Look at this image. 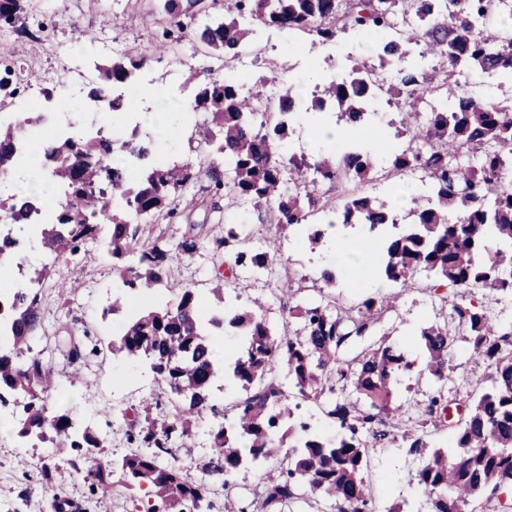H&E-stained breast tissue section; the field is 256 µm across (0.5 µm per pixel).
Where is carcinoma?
<instances>
[{"label":"carcinoma","mask_w":512,"mask_h":512,"mask_svg":"<svg viewBox=\"0 0 512 512\" xmlns=\"http://www.w3.org/2000/svg\"><path fill=\"white\" fill-rule=\"evenodd\" d=\"M23 2L0 0L1 27H15ZM164 11L161 51L183 41L188 14L183 0H165ZM227 12L224 22L196 34L219 60L236 58L249 41L248 20L325 40L350 30L371 37L372 63L357 64L316 85L312 109L322 112L330 105L345 123L365 126L371 120L367 100L374 95L370 75L393 73L397 83L387 92L403 99L396 137L409 140L394 151L391 170L424 172L431 191L414 199L403 226L386 202L360 192L331 202L317 192L319 184L370 181L376 169L371 153L360 144L351 150L345 142L335 157L321 156L305 168L291 158L283 162L292 103H282L272 120H261L256 107L267 98V82L243 96L235 80L210 69L193 110L208 114L200 143H216L224 154V167L210 164L202 170L215 189L249 204L264 223L281 229L301 226L313 213L360 224L370 233L392 227L395 232L382 239V272L402 286L422 271L456 288L512 295V188L505 187L512 178V98H477L456 79L464 67L512 78V34L493 25L494 15H512V0H231ZM422 43L424 52L442 65L441 82L427 88L420 87L418 74L407 66L411 50ZM146 64L132 49L113 57L99 67L100 83L90 90V99L106 105L112 120L123 118L126 91ZM427 94L453 96L452 108L420 111ZM36 124L30 119L0 123V172L17 168L23 152L20 133ZM44 154L52 178L47 186H63L64 197L19 206L17 190L0 187V217L13 225V234L0 237V257L18 239L36 240L56 255H75L107 229L108 252L122 263L123 286L141 299L113 349L130 361L149 362L170 408L157 416L150 405L122 411L130 451L107 460L96 452L102 439L90 427L79 426L70 410L51 404L56 371L51 359L32 353L31 339L37 336L55 346L76 379L82 364L100 350L90 337L62 336L45 321L39 293L32 288L45 278L41 269L9 288V297L0 296V325L8 329L7 340L0 343V416L13 425L15 436L87 449L81 462L67 464L83 474L89 494L109 497L116 484L139 490L146 497V512H212L218 492L225 512H247L234 491L239 472L248 468L260 471L259 497L266 509L285 512L298 499L327 497L342 503L341 512H367L372 505L364 477L369 449L395 442L389 430L394 417L390 398L414 362L382 342L352 357L345 353L353 338L371 331L389 303L369 297L351 317L329 305L290 306L297 327L274 335L261 298L225 303L224 286L237 268L265 269L272 261L269 250H233L239 234L228 226L212 244L213 251L224 252L226 269H216L210 293L224 308L209 312L193 288L181 289L172 307L151 308L150 291L173 277L171 245L158 238L140 242L132 223L163 211L175 217L174 194L194 175L192 165L156 155L135 131L121 142L100 129L74 131L50 141ZM201 247L194 224L176 244L190 256ZM453 311V325L445 321L420 331V373L438 387L424 407L425 424L403 437L408 453L423 461L415 480L427 510L406 502L389 512H475L472 504L487 488L512 486V330L502 331L485 311L462 304L453 305ZM226 329L240 336V343L234 356L218 358L215 331ZM461 333L472 346L474 363L490 369V386L449 425L451 444L436 448L428 442L426 423L440 428L448 420L444 386L453 373L450 350ZM219 376L241 391L227 408L210 397ZM284 379L302 400L324 402L323 414L339 428L335 438L295 421L293 408L300 404H285ZM338 389L349 393L330 398ZM205 413L216 422L198 474L164 463L175 457L179 442Z\"/></svg>","instance_id":"1"}]
</instances>
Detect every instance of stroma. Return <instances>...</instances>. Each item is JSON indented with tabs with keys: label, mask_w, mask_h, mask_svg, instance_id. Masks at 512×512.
<instances>
[{
	"label": "stroma",
	"mask_w": 512,
	"mask_h": 512,
	"mask_svg": "<svg viewBox=\"0 0 512 512\" xmlns=\"http://www.w3.org/2000/svg\"><path fill=\"white\" fill-rule=\"evenodd\" d=\"M164 17L161 0H68L65 12H58L54 0H29L18 21L19 28L0 35L1 44L16 45L20 51L14 69L35 71L36 79L21 85L15 99L17 108H39L43 112H61L70 106L82 128H108L114 138H129L128 126L113 125L112 115L100 111L90 101L88 92L92 81L76 84L74 89L57 91L53 101L41 100L39 91L53 87L63 67L69 66L87 73H95L99 64L110 60V53L100 50L98 37L109 34L120 47H135L145 56V74L153 79V85L163 92L177 94L183 102H190L197 85L193 72H206L214 61L207 49L185 44L181 52L159 54L157 37L161 33ZM261 51L253 56L247 69V82L268 76L269 61H290L296 72H303L314 63L323 72H347L364 60V37L358 33L339 34L330 41L296 31L290 34L270 29L261 37ZM90 46L95 50L91 57H63L60 46ZM368 110L377 114L372 127L357 130L356 135L376 151L378 168L390 167V144L394 131L388 122L397 118L399 106L396 100L379 96L369 101ZM204 113L193 115L191 120L180 121L181 137L176 141L160 140L157 152L171 161H195L198 155L199 127ZM176 204L182 216L169 220L165 215L154 216L141 225V237H162L177 243L187 225L201 227L204 246L199 253L186 256L171 250L170 264L178 280L155 288L153 300L157 303L176 302L180 286L187 285L200 291H208L210 281L220 258L211 249L213 239L223 236L224 227L234 224L241 239L249 241L256 249L274 245V263L268 270L255 272L239 270L235 286L241 297L263 296L266 305L265 319L275 333L287 327L289 316L281 301L280 289L284 282H291L293 303L315 302L331 304L341 313H354L359 304L370 296H393L391 307L375 324L369 341L353 340L350 350L357 353L367 342L385 341L408 360L422 363L420 330L422 327L449 318L451 305L460 301L489 312L502 326H512V298L494 295L475 289L464 294L457 288L430 289L425 274L413 276L414 285L404 289L386 280L373 268L374 245L359 240L370 268L366 279L356 277L342 250L344 244L357 240L354 230L334 225L326 227L327 236L335 237V244L311 249L307 240L309 227L276 229L259 223L256 213L246 204L225 197L214 191L206 177L191 180L177 193ZM42 263L48 274L40 290L43 314L47 322L59 328L63 334L97 337L101 353L91 358L83 369V379L71 383L70 368L61 356H54L58 390L64 406L96 431L103 440L105 454L117 457L126 449V437L120 412L132 405L151 400L159 393L152 375L139 364L114 355L111 343L118 333L121 314L103 315L102 310L124 299L125 292L112 269V258L99 243H87L76 256H56L41 253ZM336 277L335 286H326L323 271ZM78 277L79 288L65 297H58L57 286L71 277ZM455 371L447 384L448 401L465 404L479 396L487 387L485 368L474 367L468 360V344L457 339L451 350ZM434 389L429 379L420 377L418 371L407 373L392 404L400 413L397 434L414 429L418 414L412 403L427 399ZM62 458L63 465L55 476V494H48L34 461L39 457ZM71 449L25 448L15 439L0 435V512H55V497L77 503L82 512H131L133 505L126 490H117L110 500L100 501L88 494L83 478L68 461L73 458ZM420 465L417 458L407 455L402 444L370 451V465L366 480L374 489L375 512H389L402 500L416 496L414 475Z\"/></svg>",
	"instance_id": "35a3bbf8"
}]
</instances>
